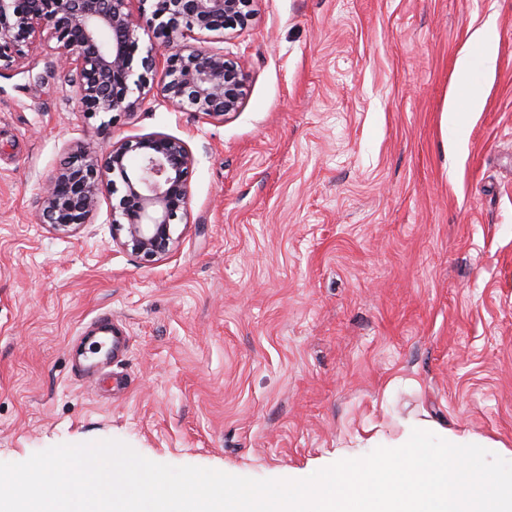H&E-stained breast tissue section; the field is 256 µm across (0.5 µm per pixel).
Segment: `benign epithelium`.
Here are the masks:
<instances>
[{
  "mask_svg": "<svg viewBox=\"0 0 512 512\" xmlns=\"http://www.w3.org/2000/svg\"><path fill=\"white\" fill-rule=\"evenodd\" d=\"M151 12L134 16L130 0H0V74L16 70L36 42L54 39L82 111H135L158 55L165 59L160 93L172 106L204 117L241 109L247 91L244 64L205 45L179 39L195 32L245 29L255 0H141ZM163 38L140 55L138 29ZM188 144L164 133L122 139L92 150L77 145L47 183L39 219L56 233L88 223L102 187L119 195L112 205V240L146 261L170 253L174 221L188 214Z\"/></svg>",
  "mask_w": 512,
  "mask_h": 512,
  "instance_id": "benign-epithelium-1",
  "label": "benign epithelium"
}]
</instances>
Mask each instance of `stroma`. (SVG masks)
<instances>
[{
    "label": "stroma",
    "instance_id": "1",
    "mask_svg": "<svg viewBox=\"0 0 512 512\" xmlns=\"http://www.w3.org/2000/svg\"><path fill=\"white\" fill-rule=\"evenodd\" d=\"M496 25L481 111L448 90ZM213 47L240 112L178 110L156 68L132 114L82 112L56 42L0 76V462L115 439L157 463L302 479L424 419L512 461V0H257ZM184 140L190 205L168 255L112 240V194L40 225L71 145ZM124 390L78 376L95 317ZM482 101L478 94L471 93L463 100L459 96V89L453 88L448 94V114L457 129L464 131L463 122L471 112H476L481 107ZM98 322L101 324L103 329L100 332V336H94V344H95V352L94 354L101 353L103 349L105 357H108L111 353L114 355L122 345L123 338L122 336H114V333L111 330L112 326V315L108 313H103L98 317Z\"/></svg>",
    "mask_w": 512,
    "mask_h": 512
}]
</instances>
